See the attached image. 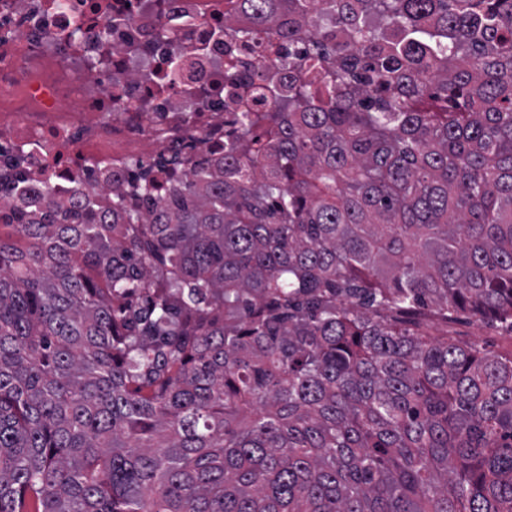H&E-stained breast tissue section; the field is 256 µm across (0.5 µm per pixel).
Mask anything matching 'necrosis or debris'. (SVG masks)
Here are the masks:
<instances>
[{"instance_id":"4bbe7bcc","label":"necrosis or debris","mask_w":512,"mask_h":512,"mask_svg":"<svg viewBox=\"0 0 512 512\" xmlns=\"http://www.w3.org/2000/svg\"><path fill=\"white\" fill-rule=\"evenodd\" d=\"M233 0H0V170L40 211L82 196L111 200L141 171L179 174L216 161L238 112L260 110L252 91L277 70L267 40H225L217 27ZM80 35H73L74 26ZM180 69L161 78L168 59ZM24 156H17V149Z\"/></svg>"}]
</instances>
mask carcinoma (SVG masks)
<instances>
[{"mask_svg": "<svg viewBox=\"0 0 512 512\" xmlns=\"http://www.w3.org/2000/svg\"><path fill=\"white\" fill-rule=\"evenodd\" d=\"M237 2L224 180L0 231V512H512V0ZM432 334L448 336L468 344H475L491 354H508L512 350V332L499 323L482 321L467 312H459L448 323L436 320Z\"/></svg>", "mask_w": 512, "mask_h": 512, "instance_id": "obj_1", "label": "carcinoma"}]
</instances>
